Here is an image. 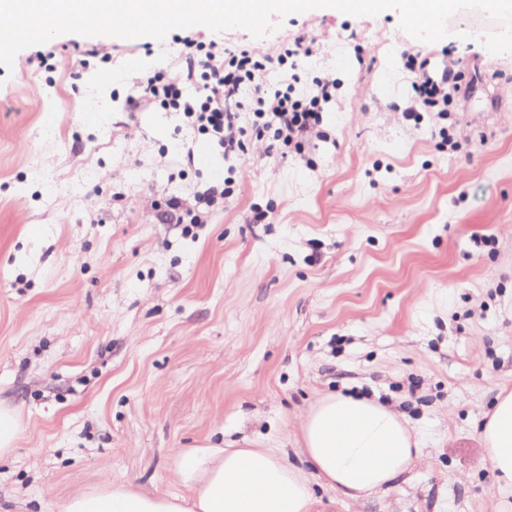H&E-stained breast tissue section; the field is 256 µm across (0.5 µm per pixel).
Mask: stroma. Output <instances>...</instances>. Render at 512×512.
Here are the masks:
<instances>
[{"label":"stroma","mask_w":512,"mask_h":512,"mask_svg":"<svg viewBox=\"0 0 512 512\" xmlns=\"http://www.w3.org/2000/svg\"><path fill=\"white\" fill-rule=\"evenodd\" d=\"M448 27L424 43L394 11L321 8L259 40L63 34L0 66V401L22 424L0 512L107 483L186 493L174 469L206 439L297 462L324 391L395 406L421 440L389 490L327 512H495L479 435L512 386V54L484 47L498 26L480 12ZM302 34L294 97L315 76L337 89L301 148L268 133L228 158L158 102L126 108L149 72L182 77L183 37L265 55ZM448 50L487 74L497 111L479 92L444 120L405 116L402 53L438 67Z\"/></svg>","instance_id":"1"}]
</instances>
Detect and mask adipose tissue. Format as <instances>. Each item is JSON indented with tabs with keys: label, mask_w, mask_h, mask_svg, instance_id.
I'll return each instance as SVG.
<instances>
[{
	"label": "adipose tissue",
	"mask_w": 512,
	"mask_h": 512,
	"mask_svg": "<svg viewBox=\"0 0 512 512\" xmlns=\"http://www.w3.org/2000/svg\"><path fill=\"white\" fill-rule=\"evenodd\" d=\"M300 464L278 449L186 451L176 467L186 493L144 494L107 484L63 503L59 512H320L312 481L352 500L388 490L419 454L420 440L406 416L373 397L325 394L298 425ZM500 492L512 490V390L501 389L480 433Z\"/></svg>",
	"instance_id": "adipose-tissue-1"
}]
</instances>
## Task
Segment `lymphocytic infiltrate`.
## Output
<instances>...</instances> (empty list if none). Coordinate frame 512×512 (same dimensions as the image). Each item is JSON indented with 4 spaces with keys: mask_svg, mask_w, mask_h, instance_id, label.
I'll list each match as a JSON object with an SVG mask.
<instances>
[{
    "mask_svg": "<svg viewBox=\"0 0 512 512\" xmlns=\"http://www.w3.org/2000/svg\"><path fill=\"white\" fill-rule=\"evenodd\" d=\"M181 56L186 64L187 81H201L203 96L198 103L185 101L182 82H163L161 77L150 76L136 85L126 100L127 107H137L142 98L160 101L163 108L181 111L195 119L201 131L210 133L224 147L225 155L246 151L250 140L261 138L267 129H274L276 139L283 146L298 143L320 122L323 103L332 98L336 84L327 79H314V91L305 99L292 96L294 83L299 82L296 70L288 69L290 59L309 54L311 48L305 36H298L292 44L281 45L277 54L258 56L245 48L225 49L223 56L191 38H184ZM402 64L411 78L415 95L414 106L408 107V115L417 109L446 116L448 107L461 99L468 86L463 81L464 63L451 61L439 76H431L427 60L406 53ZM274 67L286 68L283 81L272 85L265 81L266 72ZM249 86L250 100H242L240 89ZM254 115L251 126L240 122L241 111Z\"/></svg>",
    "mask_w": 512,
    "mask_h": 512,
    "instance_id": "lymphocytic-infiltrate-1",
    "label": "lymphocytic infiltrate"
}]
</instances>
